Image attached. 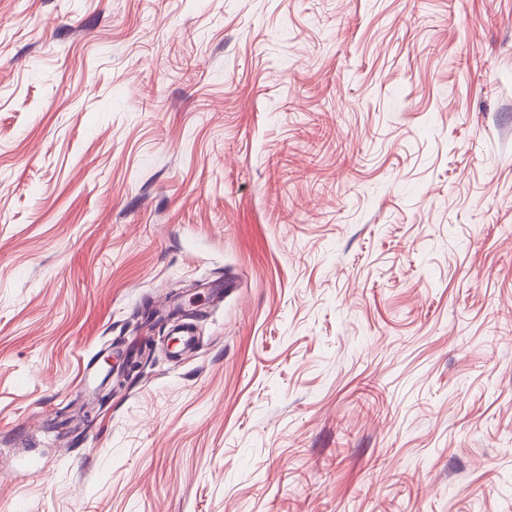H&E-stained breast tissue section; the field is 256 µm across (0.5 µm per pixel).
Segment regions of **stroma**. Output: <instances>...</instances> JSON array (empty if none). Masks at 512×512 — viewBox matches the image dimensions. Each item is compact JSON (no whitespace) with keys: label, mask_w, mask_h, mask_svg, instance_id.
<instances>
[{"label":"stroma","mask_w":512,"mask_h":512,"mask_svg":"<svg viewBox=\"0 0 512 512\" xmlns=\"http://www.w3.org/2000/svg\"><path fill=\"white\" fill-rule=\"evenodd\" d=\"M0 512H512V0H0Z\"/></svg>","instance_id":"obj_1"}]
</instances>
